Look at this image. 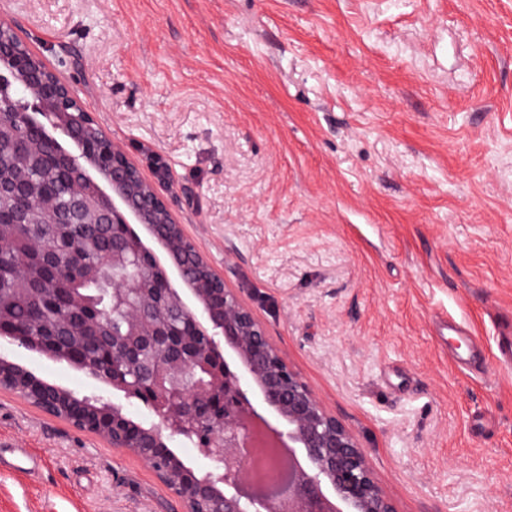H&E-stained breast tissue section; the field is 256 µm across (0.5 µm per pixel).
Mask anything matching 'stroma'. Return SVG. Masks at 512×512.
I'll return each mask as SVG.
<instances>
[{"label":"stroma","instance_id":"1","mask_svg":"<svg viewBox=\"0 0 512 512\" xmlns=\"http://www.w3.org/2000/svg\"><path fill=\"white\" fill-rule=\"evenodd\" d=\"M1 19L146 178L164 168L186 235L399 512H512V0H0ZM0 448L43 461L0 471V512H182L135 456L6 390Z\"/></svg>","mask_w":512,"mask_h":512}]
</instances>
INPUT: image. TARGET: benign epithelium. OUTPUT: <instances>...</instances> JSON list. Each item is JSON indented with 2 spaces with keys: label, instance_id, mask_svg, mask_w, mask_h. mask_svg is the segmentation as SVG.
<instances>
[{
  "label": "benign epithelium",
  "instance_id": "obj_1",
  "mask_svg": "<svg viewBox=\"0 0 512 512\" xmlns=\"http://www.w3.org/2000/svg\"><path fill=\"white\" fill-rule=\"evenodd\" d=\"M27 97L25 111L74 139L95 123L83 112L74 123L70 107L81 101L63 75L42 58L22 53L0 34V89ZM94 170L79 183L66 205L45 201L57 224H91L112 236V267L106 291L112 299V333L98 335L106 314L82 296L87 335L98 337L112 361L91 373L97 381L146 407L156 422L144 426L123 405L78 397L46 383L17 364L0 360V389H7L44 413L94 434L149 465L179 500L183 512H397L393 495L375 478L358 435L331 413L285 354L271 341L253 309L229 287L196 245L155 184L118 144L95 151L80 146ZM142 224L162 243L168 262H159L131 225ZM181 282L176 288L172 279ZM146 281L163 287L143 288ZM56 280L36 285L40 304L56 305ZM49 346L3 318L0 341L79 368L88 364L69 352L72 331L65 318L49 325ZM262 405L279 420L268 423ZM214 463L197 474L169 447L182 428ZM262 430L296 466L294 483L276 495L258 492L246 467L255 430ZM301 448L304 455L297 456Z\"/></svg>",
  "mask_w": 512,
  "mask_h": 512
}]
</instances>
